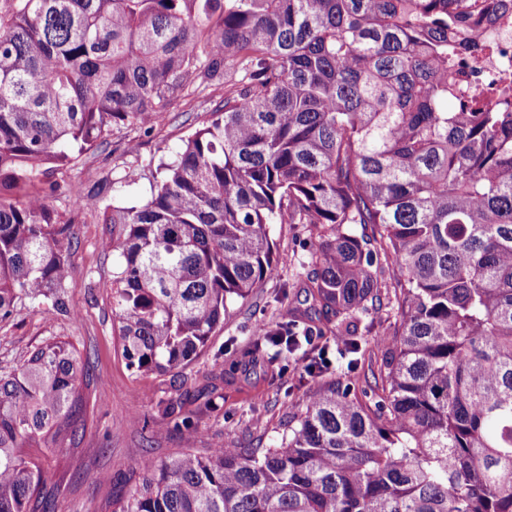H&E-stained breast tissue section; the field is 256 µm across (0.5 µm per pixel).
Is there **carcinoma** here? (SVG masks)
I'll use <instances>...</instances> for the list:
<instances>
[{"label": "carcinoma", "instance_id": "carcinoma-1", "mask_svg": "<svg viewBox=\"0 0 512 512\" xmlns=\"http://www.w3.org/2000/svg\"><path fill=\"white\" fill-rule=\"evenodd\" d=\"M489 14L512 0H0V321L25 299L70 313L75 224L99 213L121 225L105 245L136 373L190 364L278 275L273 224L320 228L312 304L258 325L254 357L298 346L309 315L358 354L388 307L377 270H401L369 402L329 381L275 448L145 458L113 512H512V90L448 64L481 63L464 35ZM212 85L146 203L42 179ZM86 380L67 341L0 375V512H50L20 449L78 446Z\"/></svg>", "mask_w": 512, "mask_h": 512}]
</instances>
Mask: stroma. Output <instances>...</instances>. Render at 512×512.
<instances>
[{
	"mask_svg": "<svg viewBox=\"0 0 512 512\" xmlns=\"http://www.w3.org/2000/svg\"><path fill=\"white\" fill-rule=\"evenodd\" d=\"M222 94V88L211 87L199 95H177L151 131L116 130L104 146L76 156L66 170L67 180L90 189L107 176L112 180L110 203H144L159 161L176 156ZM110 231L98 218H86L77 226L68 290L73 316L45 318L38 301L28 299L11 318L0 321V373L11 372L30 351L51 340L72 343L89 365L80 446L25 451L43 470L39 493L49 497L53 512H112L113 500L126 495L129 477L141 459L160 461L186 452L206 456L246 439L273 446L301 413L306 396L325 381L336 378L358 392L373 385L386 350L372 340L353 370L330 336L311 338L312 349L322 351L316 373L307 370L309 351L285 353L272 362L250 353L258 322H276L279 312L305 305L304 265L318 233L310 224L271 226L277 277L254 288L247 303L235 305L191 365L165 377L135 373L122 356L112 314V275L119 259L102 248ZM178 398L185 401V426L162 413L168 401ZM135 412L166 422V431L155 435L130 425L128 418Z\"/></svg>",
	"mask_w": 512,
	"mask_h": 512,
	"instance_id": "obj_1",
	"label": "stroma"
}]
</instances>
